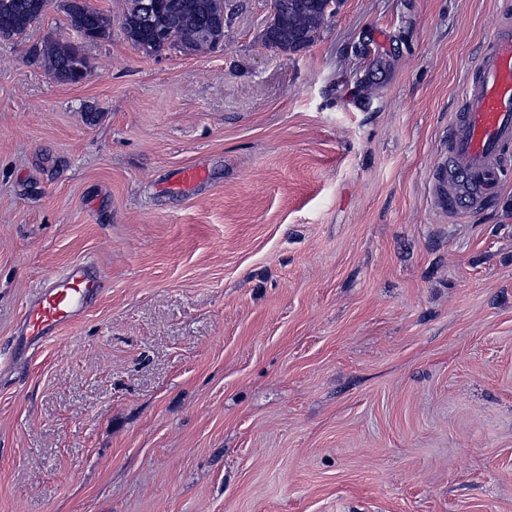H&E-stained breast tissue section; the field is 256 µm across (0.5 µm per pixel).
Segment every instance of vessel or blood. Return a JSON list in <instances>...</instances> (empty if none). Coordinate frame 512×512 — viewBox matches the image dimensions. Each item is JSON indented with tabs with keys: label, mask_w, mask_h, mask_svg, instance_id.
Returning <instances> with one entry per match:
<instances>
[{
	"label": "vessel or blood",
	"mask_w": 512,
	"mask_h": 512,
	"mask_svg": "<svg viewBox=\"0 0 512 512\" xmlns=\"http://www.w3.org/2000/svg\"><path fill=\"white\" fill-rule=\"evenodd\" d=\"M512 159V18L502 17L466 81L462 107L448 133L444 171L453 204L477 209L493 197ZM207 177L204 168L179 170L175 186L191 192ZM102 296L101 279L88 261H75L44 281L26 307L16 340L35 348L73 323Z\"/></svg>",
	"instance_id": "1"
}]
</instances>
